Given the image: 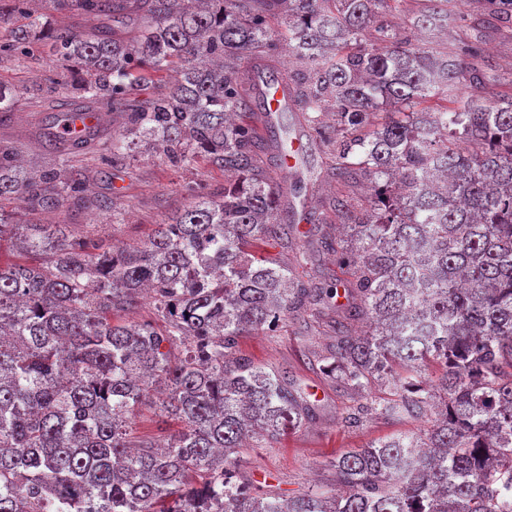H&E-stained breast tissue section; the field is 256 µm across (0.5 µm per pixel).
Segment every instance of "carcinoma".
Instances as JSON below:
<instances>
[{
  "mask_svg": "<svg viewBox=\"0 0 512 512\" xmlns=\"http://www.w3.org/2000/svg\"><path fill=\"white\" fill-rule=\"evenodd\" d=\"M24 17L1 53L26 55L50 37L77 70L86 105L57 112L48 133L58 162L37 174L0 145V201L56 211L67 200L107 209L66 175L68 121L101 111L127 117L111 156L143 137L176 165L198 157L224 171V193L198 191L140 247L106 244L66 224H19L0 209V512H512V97L487 106L417 112L481 60L414 47L406 32L376 23L384 0H50L86 15L140 12L125 41L53 29ZM450 0H425L423 27ZM308 67L293 79L303 112H336L333 175L368 177L376 201L349 214L346 244L324 247L353 268L346 303L319 356L335 382L366 393L378 380L392 398L361 406L423 419L401 433L330 459L327 482L284 498L259 496L232 455L253 439L272 448L310 408L288 377L236 354L245 333L304 313L315 290L260 253L297 238L278 218L279 192L258 157L274 127L250 118L255 101L239 62L263 48L267 18ZM375 25L378 44L362 42ZM177 66L180 79L144 102L133 87ZM384 106L399 117L377 126ZM153 294L163 321L112 323ZM371 330L352 334L348 321ZM182 348L174 356L175 348ZM149 408L181 430L138 435L132 416Z\"/></svg>",
  "mask_w": 512,
  "mask_h": 512,
  "instance_id": "carcinoma-1",
  "label": "carcinoma"
}]
</instances>
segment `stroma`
<instances>
[{
	"label": "stroma",
	"instance_id": "1",
	"mask_svg": "<svg viewBox=\"0 0 512 512\" xmlns=\"http://www.w3.org/2000/svg\"><path fill=\"white\" fill-rule=\"evenodd\" d=\"M422 6L423 0H404L400 9L381 10L379 20L407 29L415 45L444 47L452 54L473 50L486 62L482 84H475L469 74H461L454 87L441 92V99L453 107L467 98L486 104L512 96V26L488 23V16L494 12L491 0H452L442 28L414 27L413 18ZM27 7L58 27L84 32L96 26L126 41L138 34L132 20L93 18L76 10L58 13L48 0H28ZM73 83L71 72L57 61L50 45H43L35 57L24 60L0 55V85L16 95L13 112L0 123V142L18 149L27 170L38 171L52 162L53 155L46 145L47 127L57 105L73 99ZM37 84L48 85L44 97L31 96L30 90ZM102 123L99 139L76 152L72 166L81 173L89 196L111 200L112 211H96L67 202L55 212L31 216L12 200L0 202V208L14 213L24 224H70L110 243L137 246L152 236L157 224L189 203L192 189L223 190V170L201 160L189 167L172 165L145 139L129 156L105 164L101 159L103 141L123 134L127 123L120 114L105 117ZM274 123L286 129L288 139L302 145L303 152L289 176L273 164L274 146H265L261 159L279 189L282 209L293 212L296 224L304 232L300 244L312 251L313 265L307 269L298 267L292 250L278 245L266 247L264 253L288 267L292 277L308 282L310 287L323 288L343 276L334 254L321 246L325 239L337 243L342 240L339 228L343 218L331 201L343 198L351 211L364 214L370 208L368 182H343L333 177L336 153L330 139L335 136L337 125L332 112L319 113L313 121L291 102L276 114ZM336 317L334 310L324 309L305 332L289 317L275 331L253 332L238 342L240 355L265 369L287 372L289 382L311 406L308 421L280 444L241 450L237 457L239 471L249 477L254 490L285 496L302 492L326 480L324 465L329 459L371 441L416 432L425 426L420 419L391 420L376 414L365 416L358 425L347 424V415L364 399H389L393 389L391 383L378 381L363 398L321 373L317 357L335 339L331 325Z\"/></svg>",
	"mask_w": 512,
	"mask_h": 512
}]
</instances>
